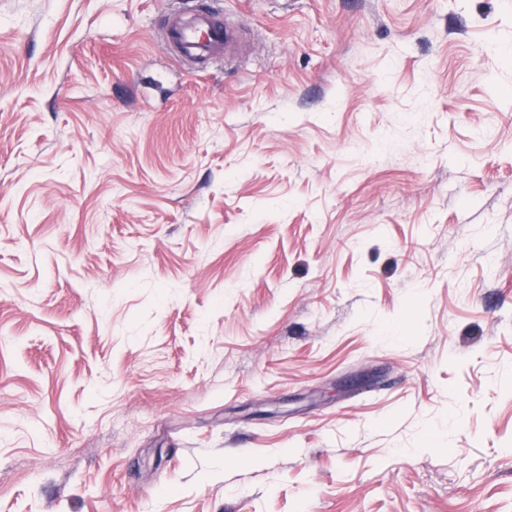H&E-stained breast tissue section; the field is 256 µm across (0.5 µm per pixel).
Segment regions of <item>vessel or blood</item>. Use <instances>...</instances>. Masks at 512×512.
Returning <instances> with one entry per match:
<instances>
[{
    "label": "vessel or blood",
    "mask_w": 512,
    "mask_h": 512,
    "mask_svg": "<svg viewBox=\"0 0 512 512\" xmlns=\"http://www.w3.org/2000/svg\"><path fill=\"white\" fill-rule=\"evenodd\" d=\"M218 0H197L190 21L172 17L162 30V39L179 56L209 67L234 52L239 29L222 18Z\"/></svg>",
    "instance_id": "obj_1"
}]
</instances>
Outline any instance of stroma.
Masks as SVG:
<instances>
[{
    "label": "stroma",
    "instance_id": "1",
    "mask_svg": "<svg viewBox=\"0 0 512 512\" xmlns=\"http://www.w3.org/2000/svg\"><path fill=\"white\" fill-rule=\"evenodd\" d=\"M0 0V512H512V6ZM223 9L217 2H197L189 22L174 16L162 30V39L179 56L204 66V71L227 60L238 43L239 29L220 16Z\"/></svg>",
    "mask_w": 512,
    "mask_h": 512
}]
</instances>
